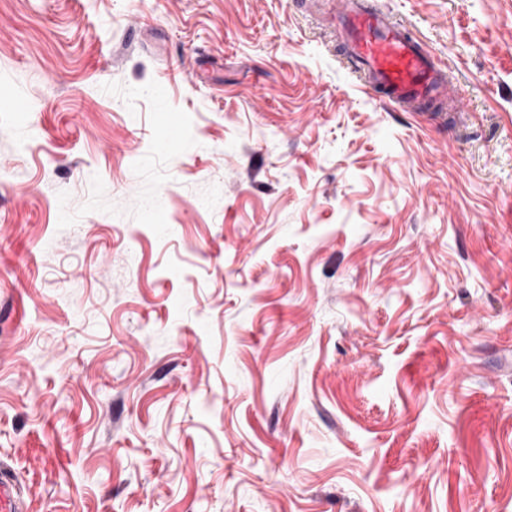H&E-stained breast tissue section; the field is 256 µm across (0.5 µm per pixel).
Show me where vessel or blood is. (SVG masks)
<instances>
[{"mask_svg": "<svg viewBox=\"0 0 512 512\" xmlns=\"http://www.w3.org/2000/svg\"><path fill=\"white\" fill-rule=\"evenodd\" d=\"M337 17L339 52L370 97L407 110L448 91L433 54L405 25L376 9L372 0H341ZM29 509L14 474L1 466L0 512Z\"/></svg>", "mask_w": 512, "mask_h": 512, "instance_id": "vessel-or-blood-1", "label": "vessel or blood"}]
</instances>
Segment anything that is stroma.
Here are the masks:
<instances>
[{
	"label": "stroma",
	"instance_id": "obj_1",
	"mask_svg": "<svg viewBox=\"0 0 512 512\" xmlns=\"http://www.w3.org/2000/svg\"><path fill=\"white\" fill-rule=\"evenodd\" d=\"M374 5L461 119L364 95L300 0H0L32 512H512V0Z\"/></svg>",
	"mask_w": 512,
	"mask_h": 512
}]
</instances>
